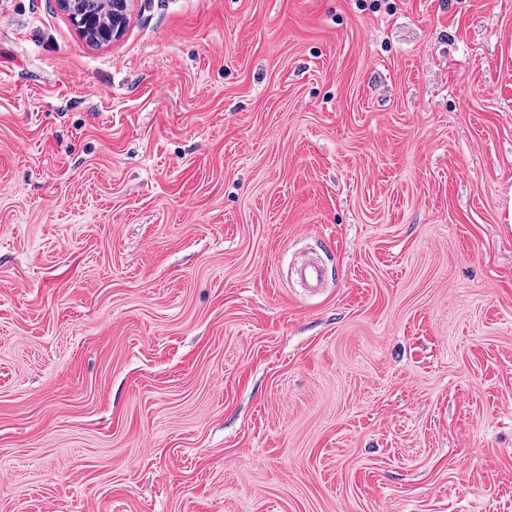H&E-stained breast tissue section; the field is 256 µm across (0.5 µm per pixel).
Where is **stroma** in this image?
Here are the masks:
<instances>
[{"mask_svg": "<svg viewBox=\"0 0 512 512\" xmlns=\"http://www.w3.org/2000/svg\"><path fill=\"white\" fill-rule=\"evenodd\" d=\"M0 512H512V0H0ZM129 2V0L109 1L102 15V25L98 27L90 20L91 17H97V14H88L84 9L83 0H57L60 10L66 13L86 34L89 32L88 35H91L97 42H109L122 34L127 20Z\"/></svg>", "mask_w": 512, "mask_h": 512, "instance_id": "obj_1", "label": "stroma"}]
</instances>
